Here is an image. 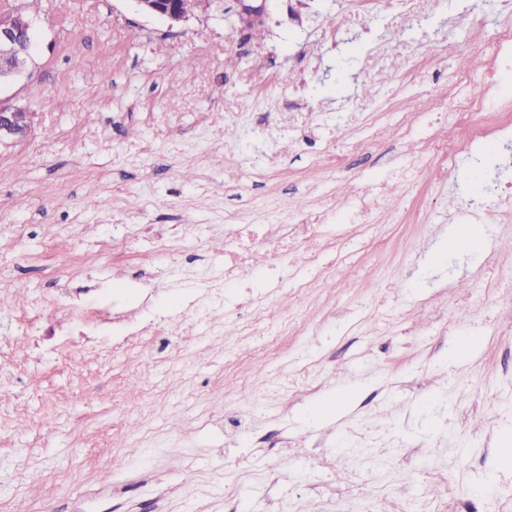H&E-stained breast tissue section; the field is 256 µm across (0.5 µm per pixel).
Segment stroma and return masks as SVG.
Here are the masks:
<instances>
[{"label": "stroma", "mask_w": 512, "mask_h": 512, "mask_svg": "<svg viewBox=\"0 0 512 512\" xmlns=\"http://www.w3.org/2000/svg\"><path fill=\"white\" fill-rule=\"evenodd\" d=\"M13 5L34 50L0 101L33 121L0 143V512H512V222L445 246L512 143L462 140L457 112L490 57L457 63L512 0H422L413 26L406 0H200L173 25L134 0ZM322 209L337 281L271 245L225 283L241 225ZM219 288L264 320L211 323ZM116 291L138 324L119 348ZM264 462L280 489L249 476Z\"/></svg>", "instance_id": "35a3bbf8"}]
</instances>
